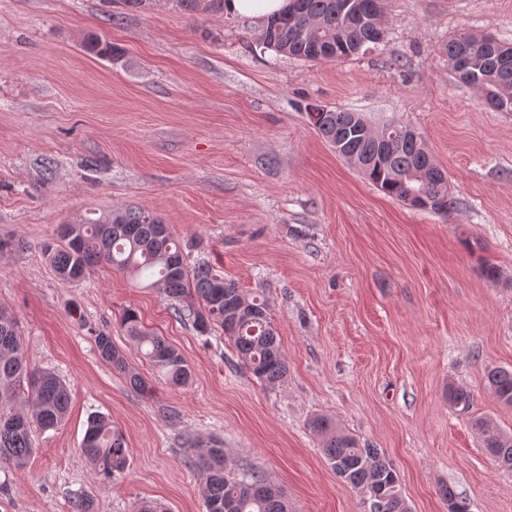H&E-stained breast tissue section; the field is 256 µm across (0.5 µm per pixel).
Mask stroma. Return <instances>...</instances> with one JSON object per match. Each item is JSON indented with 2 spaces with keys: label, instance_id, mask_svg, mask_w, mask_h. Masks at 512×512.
<instances>
[{
  "label": "stroma",
  "instance_id": "stroma-1",
  "mask_svg": "<svg viewBox=\"0 0 512 512\" xmlns=\"http://www.w3.org/2000/svg\"><path fill=\"white\" fill-rule=\"evenodd\" d=\"M382 49L305 62L252 48L256 19L176 0H0V310L31 367L66 382L57 429L32 433L26 467H0V512H205L199 454L220 444L291 512H365L309 427L324 415L377 449L412 512H512V471L471 417L512 433L485 385L512 368V111L456 81L443 45L460 32L512 40V0H385ZM101 38L114 59L88 53ZM413 125L448 175L450 213L380 191L314 131L307 106ZM132 208L158 216L190 262L259 293L288 365L275 386L245 368L220 328L199 333L159 290L108 265L61 283L42 252L58 225ZM497 269L486 277L487 266ZM135 310L191 365L175 388L126 336ZM104 330L148 379L142 395L98 355ZM471 392L464 415L448 387ZM123 433L128 467L85 462L90 416Z\"/></svg>",
  "mask_w": 512,
  "mask_h": 512
}]
</instances>
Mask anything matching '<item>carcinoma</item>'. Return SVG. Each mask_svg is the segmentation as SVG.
I'll list each match as a JSON object with an SVG mask.
<instances>
[{
    "label": "carcinoma",
    "instance_id": "obj_1",
    "mask_svg": "<svg viewBox=\"0 0 512 512\" xmlns=\"http://www.w3.org/2000/svg\"><path fill=\"white\" fill-rule=\"evenodd\" d=\"M186 12L200 9L220 13L224 0H177ZM348 14L336 11L335 0H306V16L292 17L291 7L264 20L255 33L257 47L306 61H342L361 52L377 49L379 39L370 22L351 26ZM482 36L459 33L444 45L448 66L456 78L482 94L497 111H512V56L506 60L484 58L475 53L462 57L459 44L478 42ZM328 43L331 54L320 56L315 44ZM316 132L336 151L364 165L361 173L386 195L406 201L413 193L431 202L430 210L448 213L455 201L448 194V177L433 161L423 139L409 136L411 125L391 124L396 145L380 162V147L364 132L367 121L356 112L323 109L310 115ZM422 170L427 182L410 178ZM43 253L64 284L85 281L100 264L134 279H151L150 286L182 304L177 313L188 311L194 327L206 333L216 325L233 342L249 372L262 384L284 379L287 364L280 342L268 317V306L238 284L215 273L202 262L193 267L169 225L150 213L116 209L96 219L58 226L56 239L43 245ZM122 326L149 364L168 383L185 386L192 379L190 365L167 341L146 329L133 309L126 310ZM100 357L123 374L141 393L149 382L130 369L112 343V336H94ZM488 389L498 403L512 407V369L493 367L485 375ZM70 391L56 374L30 367L18 323L0 312V464L16 470L25 468L33 452L32 432L62 425L70 407ZM448 404L467 413L472 404L466 390L448 386ZM485 452L502 468L512 470V434L494 420L475 417L471 422ZM310 428L321 438V447L333 472L357 489L370 502V512H411L401 482L392 465L375 448H363L356 438L336 428L325 416L313 417ZM81 451L91 464L110 476L127 468L128 449L122 432L105 415L88 422ZM206 472L201 495L205 512H288L282 492L258 471L235 474L227 467L224 449L214 444L199 458ZM448 512H469L455 492L442 488Z\"/></svg>",
    "mask_w": 512,
    "mask_h": 512
}]
</instances>
